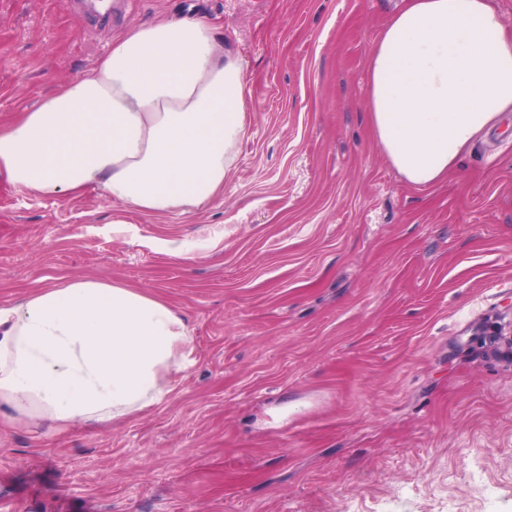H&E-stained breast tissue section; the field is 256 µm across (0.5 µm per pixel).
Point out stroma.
Here are the masks:
<instances>
[{
	"label": "stroma",
	"mask_w": 512,
	"mask_h": 512,
	"mask_svg": "<svg viewBox=\"0 0 512 512\" xmlns=\"http://www.w3.org/2000/svg\"><path fill=\"white\" fill-rule=\"evenodd\" d=\"M396 0H0V122L126 30L205 16L248 76L224 193L144 214L0 188V305L74 279L174 308L194 364L109 428L0 424V512H512V112L418 189L372 137Z\"/></svg>",
	"instance_id": "1"
}]
</instances>
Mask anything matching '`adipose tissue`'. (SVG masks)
<instances>
[{
  "mask_svg": "<svg viewBox=\"0 0 512 512\" xmlns=\"http://www.w3.org/2000/svg\"><path fill=\"white\" fill-rule=\"evenodd\" d=\"M366 111L380 151L419 188L447 178L512 112V28L496 0H399L367 57ZM247 81L209 19L127 31L91 70L0 124V186L72 198L87 190L152 214L224 191L246 136ZM171 306L98 280L0 306V416L62 432L138 417L194 363Z\"/></svg>",
  "mask_w": 512,
  "mask_h": 512,
  "instance_id": "1",
  "label": "adipose tissue"
}]
</instances>
